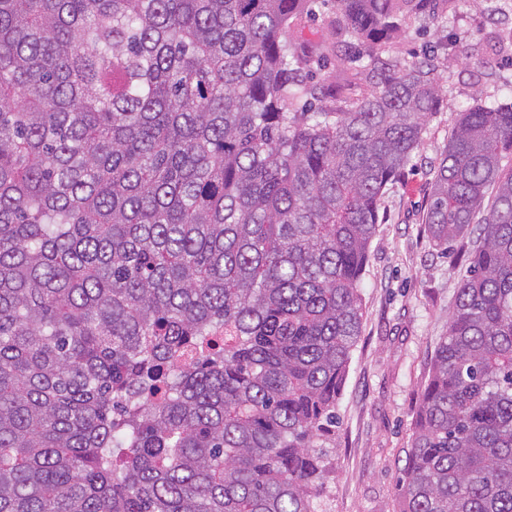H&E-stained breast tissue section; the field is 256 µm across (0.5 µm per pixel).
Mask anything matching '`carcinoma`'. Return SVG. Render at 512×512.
I'll use <instances>...</instances> for the list:
<instances>
[{
  "instance_id": "1",
  "label": "carcinoma",
  "mask_w": 512,
  "mask_h": 512,
  "mask_svg": "<svg viewBox=\"0 0 512 512\" xmlns=\"http://www.w3.org/2000/svg\"><path fill=\"white\" fill-rule=\"evenodd\" d=\"M437 0H336V46ZM313 0H0V512H313L379 201L432 58L329 85ZM512 101L460 113L423 221L471 234L399 512H512ZM490 211L479 217L488 191Z\"/></svg>"
}]
</instances>
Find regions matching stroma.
<instances>
[{
	"mask_svg": "<svg viewBox=\"0 0 512 512\" xmlns=\"http://www.w3.org/2000/svg\"><path fill=\"white\" fill-rule=\"evenodd\" d=\"M336 0H315L295 40L331 42ZM437 53L444 90L420 149L402 179L381 198L382 222L360 282L361 335L336 409L330 472L314 494L316 512H399L397 483L413 434L421 388L448 329L472 238L440 251L422 222L430 167L459 112L476 100L512 97V0H457L428 30L411 22L373 55L410 62Z\"/></svg>",
	"mask_w": 512,
	"mask_h": 512,
	"instance_id": "35a3bbf8",
	"label": "stroma"
}]
</instances>
